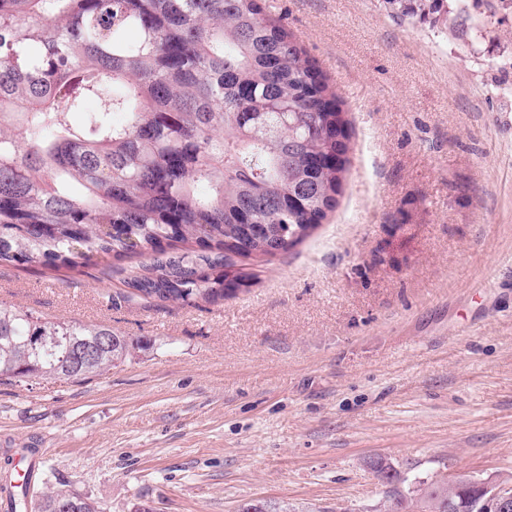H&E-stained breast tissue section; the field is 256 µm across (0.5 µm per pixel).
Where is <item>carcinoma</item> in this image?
<instances>
[{"mask_svg": "<svg viewBox=\"0 0 512 512\" xmlns=\"http://www.w3.org/2000/svg\"><path fill=\"white\" fill-rule=\"evenodd\" d=\"M384 3L434 25L443 12ZM349 151L337 96L260 0H0V264L156 255L128 297L215 304L246 286L239 263L291 249L336 208ZM132 350L106 324L0 305V378L84 381ZM67 498L103 512L51 485L39 512ZM384 508L486 512L444 481L392 484Z\"/></svg>", "mask_w": 512, "mask_h": 512, "instance_id": "carcinoma-1", "label": "carcinoma"}]
</instances>
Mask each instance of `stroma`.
<instances>
[{"mask_svg":"<svg viewBox=\"0 0 512 512\" xmlns=\"http://www.w3.org/2000/svg\"><path fill=\"white\" fill-rule=\"evenodd\" d=\"M343 101L335 211L205 307L126 301L146 258L0 264V305L135 350L76 382L0 380V457L106 512H368L403 488L512 480V0L448 27L382 0H260Z\"/></svg>","mask_w":512,"mask_h":512,"instance_id":"stroma-1","label":"stroma"}]
</instances>
